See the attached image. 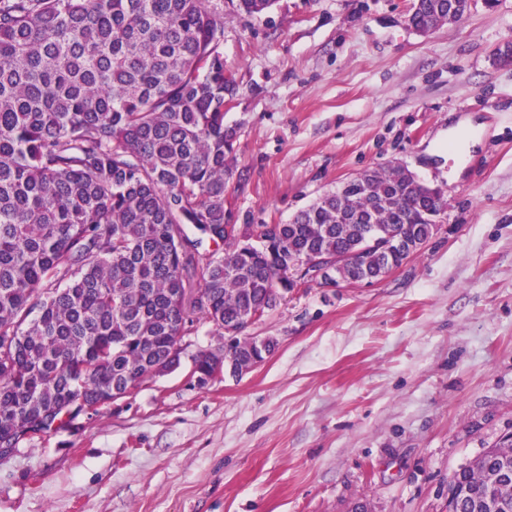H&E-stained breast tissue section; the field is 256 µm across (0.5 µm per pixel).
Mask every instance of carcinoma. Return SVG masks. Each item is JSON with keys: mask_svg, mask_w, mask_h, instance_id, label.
Here are the masks:
<instances>
[{"mask_svg": "<svg viewBox=\"0 0 512 512\" xmlns=\"http://www.w3.org/2000/svg\"><path fill=\"white\" fill-rule=\"evenodd\" d=\"M447 20L448 0L412 15ZM223 37L208 0H0V441L79 403L99 412L114 384L151 378L195 315L219 332L275 309L303 254L353 252L338 275L378 281L390 268L367 232L418 250L437 230L440 188L402 166L364 171L371 191L353 205L331 190L286 224L231 223L227 186L245 174L224 124ZM253 351L227 352L233 374ZM510 455L512 437L476 459L492 471ZM453 479L471 512L485 481L466 466Z\"/></svg>", "mask_w": 512, "mask_h": 512, "instance_id": "cac0c4a2", "label": "carcinoma"}]
</instances>
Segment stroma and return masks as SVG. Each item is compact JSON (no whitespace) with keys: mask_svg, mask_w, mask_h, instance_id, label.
Returning a JSON list of instances; mask_svg holds the SVG:
<instances>
[{"mask_svg":"<svg viewBox=\"0 0 512 512\" xmlns=\"http://www.w3.org/2000/svg\"><path fill=\"white\" fill-rule=\"evenodd\" d=\"M212 3L236 223H288L391 163L443 186V220L373 285L289 293L248 330L275 352L240 376L195 385L191 355L220 340L188 324L175 371L0 461V512H448L453 474L512 433V63L494 56L512 0L426 37L411 0ZM463 118L482 135L457 161Z\"/></svg>","mask_w":512,"mask_h":512,"instance_id":"35a3bbf8","label":"stroma"}]
</instances>
